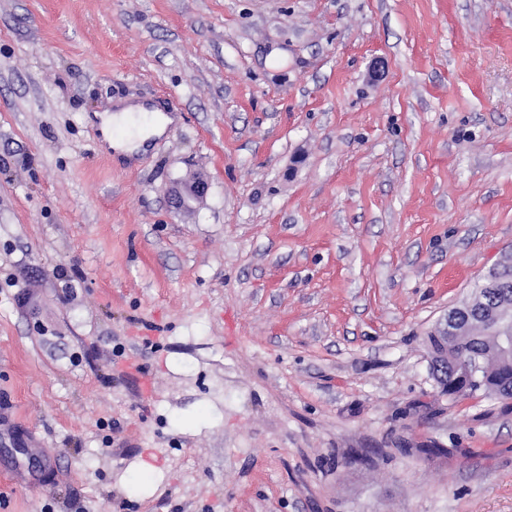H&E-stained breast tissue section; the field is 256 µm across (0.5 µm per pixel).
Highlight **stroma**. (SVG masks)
<instances>
[{"label":"stroma","instance_id":"1","mask_svg":"<svg viewBox=\"0 0 512 512\" xmlns=\"http://www.w3.org/2000/svg\"><path fill=\"white\" fill-rule=\"evenodd\" d=\"M510 251L512 0H0V512H512L427 341ZM158 112L157 110H148L140 104H123L119 105L114 114L104 113L97 114L102 123V130L105 135H110L112 127H128L131 134L125 139L112 140V148L117 154L132 158L134 154L140 151L145 143L154 136L162 135L172 120L163 114H156L151 120L144 116H140L143 112ZM140 120H148L146 126L140 124Z\"/></svg>","mask_w":512,"mask_h":512}]
</instances>
